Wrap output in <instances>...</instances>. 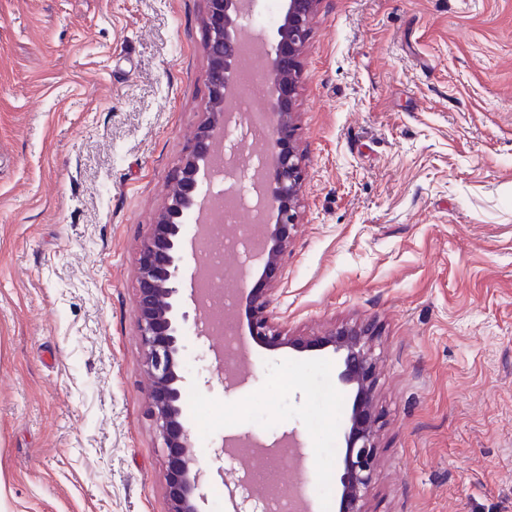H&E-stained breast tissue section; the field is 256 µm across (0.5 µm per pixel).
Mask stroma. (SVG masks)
Instances as JSON below:
<instances>
[{"instance_id": "stroma-1", "label": "stroma", "mask_w": 512, "mask_h": 512, "mask_svg": "<svg viewBox=\"0 0 512 512\" xmlns=\"http://www.w3.org/2000/svg\"><path fill=\"white\" fill-rule=\"evenodd\" d=\"M205 0H0V512H168L137 259L209 105ZM299 224L274 322L374 324L368 512H512V0H322L301 58ZM190 325L201 512H266L277 461L338 512L332 349Z\"/></svg>"}]
</instances>
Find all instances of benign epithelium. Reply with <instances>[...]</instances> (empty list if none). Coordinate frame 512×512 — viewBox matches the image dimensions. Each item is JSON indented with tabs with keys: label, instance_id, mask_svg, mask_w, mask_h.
Wrapping results in <instances>:
<instances>
[{
	"label": "benign epithelium",
	"instance_id": "benign-epithelium-1",
	"mask_svg": "<svg viewBox=\"0 0 512 512\" xmlns=\"http://www.w3.org/2000/svg\"><path fill=\"white\" fill-rule=\"evenodd\" d=\"M206 46L209 61L210 105L193 146L183 159L178 189L158 213L138 258V297L135 316L149 377L148 412L162 439L166 463L169 512H199L197 497L205 470L194 453L191 429L183 415L184 377L180 356L189 323L183 310L188 273L185 224L202 218L209 208L200 195L212 175L217 144L239 98L240 45L249 26L253 0H205ZM321 0H282L276 24L261 40L266 58L271 139L258 174L267 213L264 244L256 258L264 262L262 278L245 299L250 335L272 350L331 346L344 354L340 380L356 387L349 418L348 446L343 458L339 512H366V496L375 462L376 416L372 409V380L376 357L368 325L339 327L315 338L289 336L272 321L275 302L272 282L280 260L299 223L304 180L302 157L296 146V98L301 56L311 20Z\"/></svg>",
	"mask_w": 512,
	"mask_h": 512
}]
</instances>
